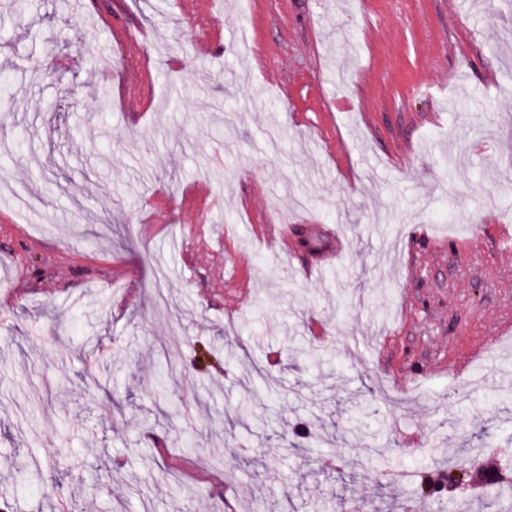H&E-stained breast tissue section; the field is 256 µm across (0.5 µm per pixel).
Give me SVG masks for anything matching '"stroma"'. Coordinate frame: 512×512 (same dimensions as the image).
Returning <instances> with one entry per match:
<instances>
[{"label": "stroma", "mask_w": 512, "mask_h": 512, "mask_svg": "<svg viewBox=\"0 0 512 512\" xmlns=\"http://www.w3.org/2000/svg\"><path fill=\"white\" fill-rule=\"evenodd\" d=\"M17 2L0 497L143 512L139 483L153 512H455L417 475L512 449V13ZM378 427L380 459L358 440Z\"/></svg>", "instance_id": "obj_1"}]
</instances>
